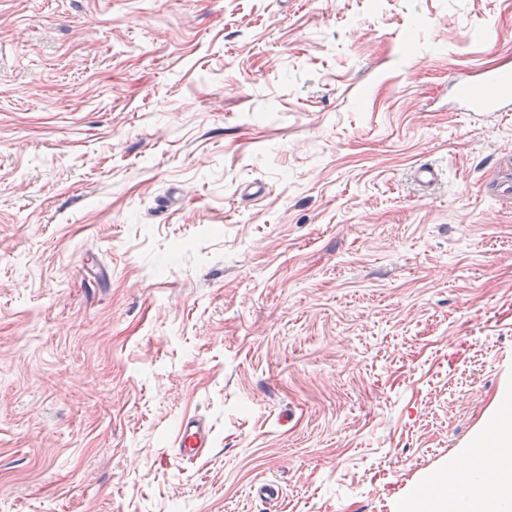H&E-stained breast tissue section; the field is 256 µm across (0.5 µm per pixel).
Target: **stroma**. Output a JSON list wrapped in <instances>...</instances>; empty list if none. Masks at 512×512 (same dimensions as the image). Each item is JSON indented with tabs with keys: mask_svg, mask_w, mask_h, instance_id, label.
<instances>
[{
	"mask_svg": "<svg viewBox=\"0 0 512 512\" xmlns=\"http://www.w3.org/2000/svg\"><path fill=\"white\" fill-rule=\"evenodd\" d=\"M504 65L512 0H0V512H403L512 400ZM457 99L466 112L496 115L512 112V68L486 70L473 78L458 81ZM175 455L181 460L196 461L210 447V431L199 418L182 422L175 437Z\"/></svg>",
	"mask_w": 512,
	"mask_h": 512,
	"instance_id": "35a3bbf8",
	"label": "stroma"
}]
</instances>
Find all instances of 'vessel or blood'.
Here are the masks:
<instances>
[{
	"label": "vessel or blood",
	"instance_id": "vessel-or-blood-1",
	"mask_svg": "<svg viewBox=\"0 0 512 512\" xmlns=\"http://www.w3.org/2000/svg\"><path fill=\"white\" fill-rule=\"evenodd\" d=\"M456 97L469 112H512V68L503 66L461 80ZM210 443L208 427L200 419L191 418L181 423L174 452L180 459L195 461L204 455Z\"/></svg>",
	"mask_w": 512,
	"mask_h": 512
}]
</instances>
